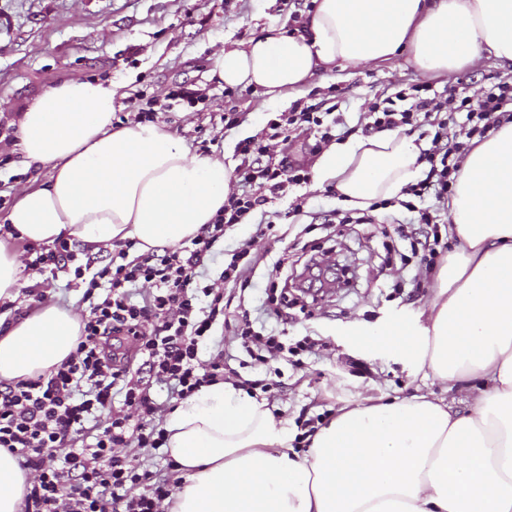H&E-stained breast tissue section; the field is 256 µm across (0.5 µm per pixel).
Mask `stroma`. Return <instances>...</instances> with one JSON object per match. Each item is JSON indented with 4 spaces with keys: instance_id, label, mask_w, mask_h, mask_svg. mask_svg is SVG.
Masks as SVG:
<instances>
[{
    "instance_id": "obj_1",
    "label": "stroma",
    "mask_w": 512,
    "mask_h": 512,
    "mask_svg": "<svg viewBox=\"0 0 512 512\" xmlns=\"http://www.w3.org/2000/svg\"><path fill=\"white\" fill-rule=\"evenodd\" d=\"M284 20L280 0H0V219L18 190L47 174L20 165L12 117L43 90L72 77L120 84L115 113L123 123L136 119L140 99L164 98L179 85L196 91L198 102L158 113L157 124L179 136L190 153L223 155L239 165L235 146L260 131L265 97L256 89L228 93L209 79V58L223 45L245 43L263 26ZM421 79L399 56L345 68L336 81L314 78L299 100L310 105L335 99L337 113L352 127L370 101ZM228 112L244 114V122L225 129ZM303 192L306 205L299 216L282 219L288 200L266 205L264 218L276 221L277 235L256 237L251 224L228 231L198 281L215 282L225 251L252 242L255 273L245 288H232V295H244L251 320L292 343L309 339L312 351L257 366L230 333L218 332L202 343L201 358H223L227 380L266 400L300 434L306 420H328L340 406L366 396H446L445 385L423 379L388 343L392 327L417 320L426 307L433 275L418 258L400 261V253L409 250L406 242L371 236L363 224L324 228L325 215L338 206L336 198L313 184ZM327 250L355 259L349 287L316 298L289 288L294 318L277 320L265 308L270 284L296 279L314 253ZM74 266L66 265L45 285V300L81 314L84 290L75 284ZM264 378L270 388H251L252 380Z\"/></svg>"
}]
</instances>
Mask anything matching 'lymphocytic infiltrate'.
<instances>
[{
  "label": "lymphocytic infiltrate",
  "mask_w": 512,
  "mask_h": 512,
  "mask_svg": "<svg viewBox=\"0 0 512 512\" xmlns=\"http://www.w3.org/2000/svg\"><path fill=\"white\" fill-rule=\"evenodd\" d=\"M511 120V77L497 78L479 94L463 87L443 96L417 83L373 102L362 135L395 128L410 133L426 122L431 146L417 159L421 179L407 184L400 199L373 202L360 223L386 238H408L404 224L376 221V211L397 205L412 213L413 223L435 229L437 214L426 199L447 203L463 156L475 141ZM336 125L311 105L267 113L261 131L236 146L242 158L235 170L238 191L228 194L223 209L202 225L189 247L147 252L98 269L88 286L105 282L109 291L82 316L75 352L48 372L0 382V448L17 456L25 473V512H164L176 484L149 470L141 458L142 450L157 451L166 443L167 406L155 398L153 385L165 383L172 398L182 400L222 381L223 359L201 361L199 345L212 336L217 320L236 318L223 306V293L202 305L196 270L228 229L249 223L260 206L289 188L310 184L305 163L278 154L277 144L290 131L306 128L319 151L335 142ZM118 336L133 339L143 370L113 365L106 348ZM116 393L123 398L118 408L112 405Z\"/></svg>",
  "instance_id": "obj_1"
}]
</instances>
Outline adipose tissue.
<instances>
[{
    "label": "adipose tissue",
    "mask_w": 512,
    "mask_h": 512,
    "mask_svg": "<svg viewBox=\"0 0 512 512\" xmlns=\"http://www.w3.org/2000/svg\"><path fill=\"white\" fill-rule=\"evenodd\" d=\"M409 52L421 73L448 77L482 58L512 71V0H318L300 32L263 27L220 49L209 74L291 104L315 76ZM114 83L70 78L17 115L26 164L49 169L46 186L21 190L5 221L39 246L91 249L134 242L175 247L223 208L232 172L215 156H189L151 122L114 125ZM425 142L398 130L354 137L315 161L316 185L367 208L412 182ZM448 223L461 244L437 274L422 326L389 344L428 378L458 386L461 410L425 394L340 407L293 453L287 417L232 382L200 389L164 424L180 478L170 512H512V122L462 160ZM31 280L0 246V308ZM80 320L44 305L0 334V381L60 364L77 347ZM24 474L0 449V512H21Z\"/></svg>",
    "instance_id": "adipose-tissue-1"
}]
</instances>
